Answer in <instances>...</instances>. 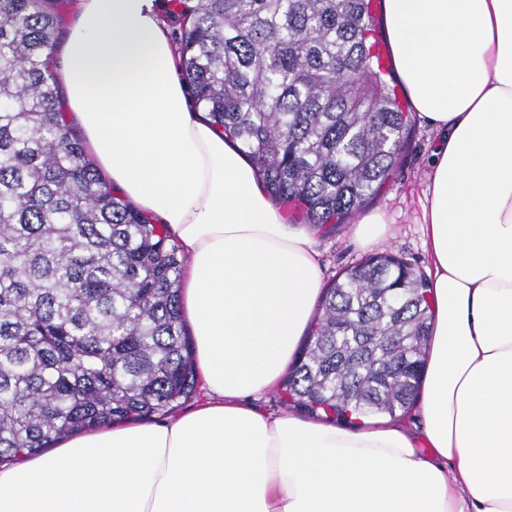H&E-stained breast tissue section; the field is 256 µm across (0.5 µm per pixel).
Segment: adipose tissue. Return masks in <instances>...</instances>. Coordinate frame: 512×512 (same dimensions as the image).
Segmentation results:
<instances>
[{"instance_id": "ef3b65f1", "label": "adipose tissue", "mask_w": 512, "mask_h": 512, "mask_svg": "<svg viewBox=\"0 0 512 512\" xmlns=\"http://www.w3.org/2000/svg\"><path fill=\"white\" fill-rule=\"evenodd\" d=\"M162 0H80L58 68L114 192L187 257L197 405L0 464V512H512V0H383L438 136L420 200L432 332L421 426L272 414L323 288L312 230L201 116Z\"/></svg>"}]
</instances>
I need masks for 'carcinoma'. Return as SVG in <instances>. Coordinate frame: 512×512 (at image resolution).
I'll return each instance as SVG.
<instances>
[{"instance_id": "1", "label": "carcinoma", "mask_w": 512, "mask_h": 512, "mask_svg": "<svg viewBox=\"0 0 512 512\" xmlns=\"http://www.w3.org/2000/svg\"><path fill=\"white\" fill-rule=\"evenodd\" d=\"M195 105L242 146L272 202L335 225L372 199L411 130L373 0H174ZM53 0H0V458L198 389L180 316L186 257L112 191L61 108ZM429 283L374 254L333 280L285 401L338 418L405 411L424 369Z\"/></svg>"}]
</instances>
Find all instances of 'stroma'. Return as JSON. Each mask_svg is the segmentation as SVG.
<instances>
[{
    "instance_id": "1",
    "label": "stroma",
    "mask_w": 512,
    "mask_h": 512,
    "mask_svg": "<svg viewBox=\"0 0 512 512\" xmlns=\"http://www.w3.org/2000/svg\"><path fill=\"white\" fill-rule=\"evenodd\" d=\"M436 144L434 131L421 123H414L399 164L378 195L364 206V213H379L387 218L389 231L384 241L367 247L358 245L353 237L359 222L355 216L346 223L318 233L325 281H332L369 255L384 251L403 257L417 270H426L428 260L422 247L419 197Z\"/></svg>"
}]
</instances>
